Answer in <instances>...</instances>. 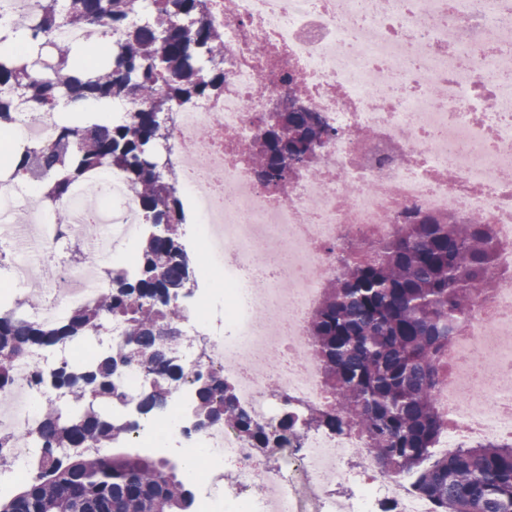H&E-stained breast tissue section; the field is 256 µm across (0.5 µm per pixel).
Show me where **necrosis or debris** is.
Wrapping results in <instances>:
<instances>
[{"label": "necrosis or debris", "instance_id": "1", "mask_svg": "<svg viewBox=\"0 0 512 512\" xmlns=\"http://www.w3.org/2000/svg\"><path fill=\"white\" fill-rule=\"evenodd\" d=\"M224 30V90L179 107L167 152L190 200L188 247L216 260L202 269L195 307L185 310L173 356L184 377L168 405L136 438L160 457L206 451L190 480L199 512H434L410 477L379 471L354 432L311 433L282 460L250 467L247 442L232 428L193 429L185 416L197 374L232 379L240 407L261 425L283 403L336 410L315 363L308 323L336 253L350 239H389L409 210L477 217L492 225L496 265L512 268V0H211ZM291 75L308 106L332 128L317 163L288 193L260 184L246 160L257 116ZM14 128L21 144L53 140L57 115L26 106ZM36 181H0V251L10 294L31 280L43 303L27 318L51 325L95 303L106 264H128L144 226L120 174L94 173L66 205L69 231L91 261L58 256ZM453 380L437 399L447 420L440 453L480 440L512 441V279L466 317L454 339ZM30 352L18 384L0 397V436L9 467L0 495L31 474L30 434L42 397L37 374L71 359Z\"/></svg>", "mask_w": 512, "mask_h": 512}]
</instances>
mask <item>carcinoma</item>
I'll list each match as a JSON object with an SVG mask.
<instances>
[{"mask_svg":"<svg viewBox=\"0 0 512 512\" xmlns=\"http://www.w3.org/2000/svg\"><path fill=\"white\" fill-rule=\"evenodd\" d=\"M40 0L19 53L0 54V130L14 120L19 101L45 112L73 108L90 99L135 105L120 123L84 118L61 120L49 144L9 155L11 177L40 179L43 199L53 205L60 230L70 224L64 207L72 188L91 171L119 172L141 206L149 234L143 236L138 268H111L98 300L78 306L53 325L0 314V393L16 385L15 362L32 350L71 343L108 325H126L114 355L79 357L55 371L69 387L70 411L46 398L33 436L32 476L0 512H194V495L175 467L147 454L101 452L126 442L137 422L112 417L126 392L116 366L140 364L155 374L141 396L139 413L166 407L183 371L169 357L173 325L182 319L178 299L191 280L190 258L180 242L185 221L178 195L180 172L155 159L161 114L224 87L223 29L209 20L208 0ZM99 25L112 55L80 60L74 45L55 39L62 26ZM288 108L252 141L248 161L262 185L283 193L307 155L331 137L319 115L294 108L301 94L290 86ZM496 242L491 225L408 212L391 239L354 241L323 289L309 322L312 351L337 410L316 422L343 433L362 434L378 469L412 474L416 490L435 512H512V443L460 448L427 463L444 429L437 398L448 377L445 352L463 319L486 297L494 281ZM194 423L199 429L229 423L253 448L286 447L301 426L284 411L273 426L256 423L236 400L234 386L209 374L195 380Z\"/></svg>","mask_w":512,"mask_h":512,"instance_id":"carcinoma-1","label":"carcinoma"}]
</instances>
